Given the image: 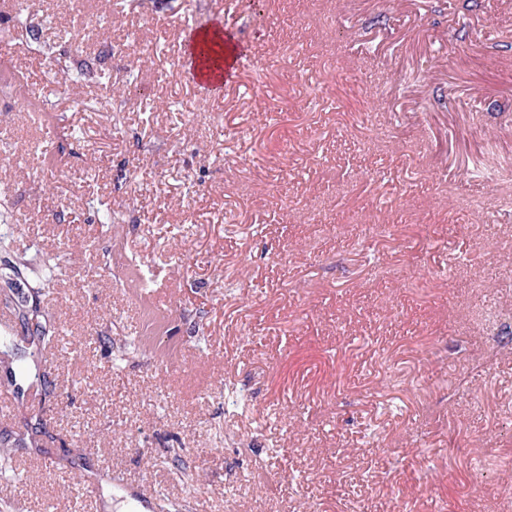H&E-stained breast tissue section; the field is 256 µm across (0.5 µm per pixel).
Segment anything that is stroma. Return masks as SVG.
<instances>
[{
  "label": "stroma",
  "instance_id": "1",
  "mask_svg": "<svg viewBox=\"0 0 512 512\" xmlns=\"http://www.w3.org/2000/svg\"><path fill=\"white\" fill-rule=\"evenodd\" d=\"M22 3L36 38L0 21V293L62 340L17 357L0 326V383L51 382L0 422V512L132 488L145 512H512V0ZM183 23L255 53L220 97L182 72ZM67 59L112 80L60 92ZM52 92L38 126L20 105ZM37 250L66 268L45 294L11 275ZM119 250L169 310L153 339L102 267Z\"/></svg>",
  "mask_w": 512,
  "mask_h": 512
}]
</instances>
